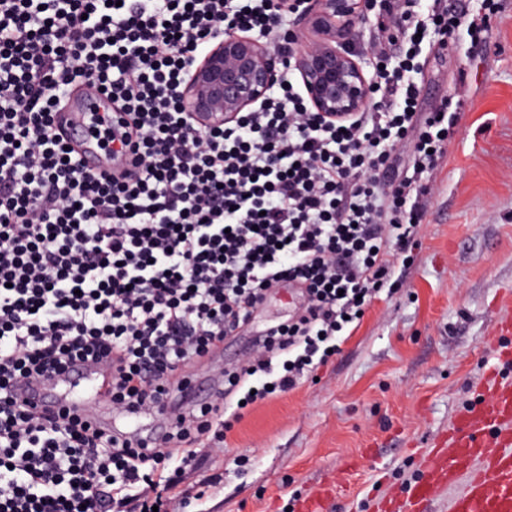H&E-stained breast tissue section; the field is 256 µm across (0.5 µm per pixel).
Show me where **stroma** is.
<instances>
[{
    "mask_svg": "<svg viewBox=\"0 0 512 512\" xmlns=\"http://www.w3.org/2000/svg\"><path fill=\"white\" fill-rule=\"evenodd\" d=\"M446 47L424 46L422 109L448 99L463 116L426 201L415 262L404 288L381 292L330 362L295 389L255 406L203 462L224 487L175 512H296L316 487L333 485L332 512H380L405 495L442 447L459 412L477 408L490 369L512 346V0L480 39L466 26ZM272 294L244 335L191 369L213 386L247 357L256 336L302 306Z\"/></svg>",
    "mask_w": 512,
    "mask_h": 512,
    "instance_id": "stroma-1",
    "label": "stroma"
}]
</instances>
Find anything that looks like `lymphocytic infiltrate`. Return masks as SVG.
I'll return each mask as SVG.
<instances>
[{
	"label": "lymphocytic infiltrate",
	"instance_id": "f902f5d3",
	"mask_svg": "<svg viewBox=\"0 0 512 512\" xmlns=\"http://www.w3.org/2000/svg\"><path fill=\"white\" fill-rule=\"evenodd\" d=\"M278 0H0V512H170L200 456L250 409L328 362L383 289L396 288L460 114L422 112V31L459 0H389L372 42L369 111L323 119L291 81L236 122L203 127L180 93L217 27L285 32ZM107 96L102 147L132 163L90 173L54 124L75 83ZM307 303L225 372L188 391L280 283ZM77 362L106 371L113 410L165 411L158 439L13 393Z\"/></svg>",
	"mask_w": 512,
	"mask_h": 512
}]
</instances>
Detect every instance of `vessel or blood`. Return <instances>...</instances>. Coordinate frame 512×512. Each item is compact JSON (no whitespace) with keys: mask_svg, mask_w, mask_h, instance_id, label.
<instances>
[{"mask_svg":"<svg viewBox=\"0 0 512 512\" xmlns=\"http://www.w3.org/2000/svg\"><path fill=\"white\" fill-rule=\"evenodd\" d=\"M108 107L97 95L65 114L68 138L79 141L83 164L92 170L108 164L95 132ZM104 377L78 369L60 378L22 387L28 401L91 409L103 390ZM486 398L477 410L462 412L448 432V445L435 449L427 473L415 482L405 504L389 501L384 512H426L441 488L465 479L466 487L451 502L450 512H512V383L498 373L487 379Z\"/></svg>","mask_w":512,"mask_h":512,"instance_id":"1","label":"vessel or blood"}]
</instances>
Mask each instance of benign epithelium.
I'll use <instances>...</instances> for the list:
<instances>
[{
  "label": "benign epithelium",
  "instance_id": "7a95c632",
  "mask_svg": "<svg viewBox=\"0 0 512 512\" xmlns=\"http://www.w3.org/2000/svg\"><path fill=\"white\" fill-rule=\"evenodd\" d=\"M371 0H290L284 8L304 18L295 35L294 71L309 106L345 122L372 105V84L353 23ZM279 54L265 36L218 30L184 82L181 107L199 125L217 127L251 112L281 80Z\"/></svg>",
  "mask_w": 512,
  "mask_h": 512
}]
</instances>
